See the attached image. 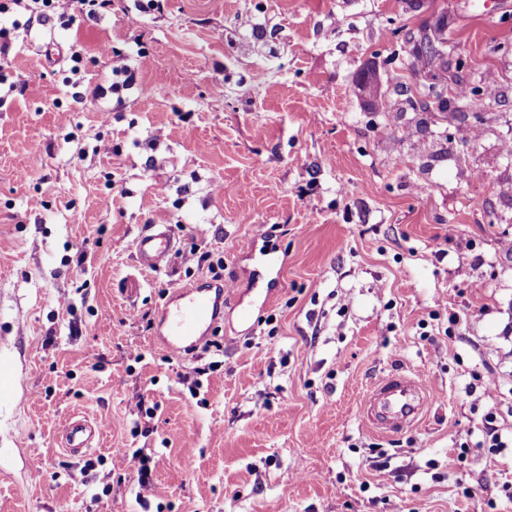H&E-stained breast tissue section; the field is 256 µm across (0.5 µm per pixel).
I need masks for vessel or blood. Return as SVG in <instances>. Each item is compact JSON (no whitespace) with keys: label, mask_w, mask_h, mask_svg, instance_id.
Masks as SVG:
<instances>
[{"label":"vessel or blood","mask_w":512,"mask_h":512,"mask_svg":"<svg viewBox=\"0 0 512 512\" xmlns=\"http://www.w3.org/2000/svg\"><path fill=\"white\" fill-rule=\"evenodd\" d=\"M141 269H161L176 253L177 243L169 225L152 224L136 240ZM234 288L187 287L174 292L161 313L162 343L180 356L201 344L224 311L225 301L234 299ZM432 397L425 377L408 370H395L372 383L359 406L363 425L373 434L394 437L410 431L424 416ZM103 434L82 418L71 419L63 434L66 451L73 456L88 452L91 443Z\"/></svg>","instance_id":"1"}]
</instances>
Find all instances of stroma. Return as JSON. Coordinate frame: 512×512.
Returning <instances> with one entry per match:
<instances>
[{
	"label": "stroma",
	"instance_id": "1",
	"mask_svg": "<svg viewBox=\"0 0 512 512\" xmlns=\"http://www.w3.org/2000/svg\"><path fill=\"white\" fill-rule=\"evenodd\" d=\"M140 6L32 23L0 58V512H141L138 449L151 512H512V446H485L490 412L512 439V0ZM422 26L464 45L449 78L496 82L480 140L435 158L393 118ZM149 224L178 239L158 271ZM219 258L255 323L225 303L209 350L172 357L160 311ZM395 368L434 398L383 438L360 396ZM76 414L105 429L83 461ZM135 247L143 270H160L177 251L176 238L168 224H150L138 236Z\"/></svg>",
	"mask_w": 512,
	"mask_h": 512
}]
</instances>
